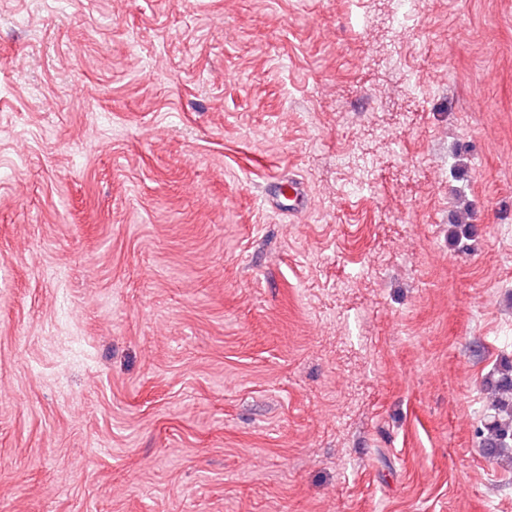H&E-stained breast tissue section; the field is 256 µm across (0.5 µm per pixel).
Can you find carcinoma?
Here are the masks:
<instances>
[{
    "label": "carcinoma",
    "mask_w": 512,
    "mask_h": 512,
    "mask_svg": "<svg viewBox=\"0 0 512 512\" xmlns=\"http://www.w3.org/2000/svg\"><path fill=\"white\" fill-rule=\"evenodd\" d=\"M489 388L493 405L484 423L482 448L492 461L512 459V365L497 371Z\"/></svg>",
    "instance_id": "obj_1"
}]
</instances>
